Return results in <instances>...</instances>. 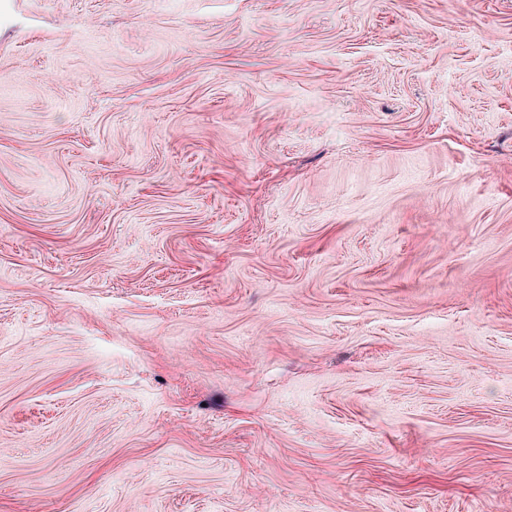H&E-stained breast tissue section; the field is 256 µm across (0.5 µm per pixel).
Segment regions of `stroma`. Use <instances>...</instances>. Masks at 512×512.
<instances>
[{
  "mask_svg": "<svg viewBox=\"0 0 512 512\" xmlns=\"http://www.w3.org/2000/svg\"><path fill=\"white\" fill-rule=\"evenodd\" d=\"M0 512H512V0H0Z\"/></svg>",
  "mask_w": 512,
  "mask_h": 512,
  "instance_id": "35a3bbf8",
  "label": "stroma"
}]
</instances>
